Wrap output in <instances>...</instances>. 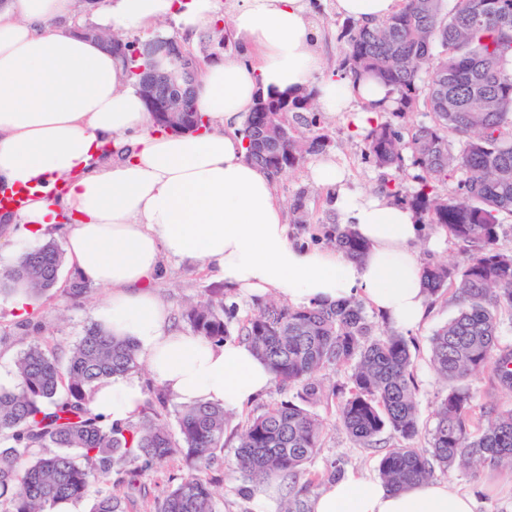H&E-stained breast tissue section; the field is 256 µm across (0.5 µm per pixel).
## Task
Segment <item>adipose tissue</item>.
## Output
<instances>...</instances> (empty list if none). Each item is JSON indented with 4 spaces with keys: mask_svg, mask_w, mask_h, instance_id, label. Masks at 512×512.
Instances as JSON below:
<instances>
[{
    "mask_svg": "<svg viewBox=\"0 0 512 512\" xmlns=\"http://www.w3.org/2000/svg\"><path fill=\"white\" fill-rule=\"evenodd\" d=\"M74 0H0V187L26 191L22 209L0 215L29 239L66 226L79 276L108 289L102 313L156 381L183 406L241 410L272 386L244 343H214L177 328L154 290L163 258L214 267L230 292L276 295L298 307L362 300L397 328L426 318L414 213L373 192L350 190L336 164L313 169L336 188L341 223L369 244L350 259L308 250L289 236L273 180L246 157L240 130L259 93L316 91L315 105L342 114L353 132L394 105L374 79L320 78V30L309 0H235L228 39L249 61L205 65L195 86L204 129L158 130L121 56L73 32ZM218 0H104L96 27L192 40L219 19ZM144 401L139 382L98 383L94 413L126 422ZM474 496L424 481L396 491L350 475L328 484L312 512H476Z\"/></svg>",
    "mask_w": 512,
    "mask_h": 512,
    "instance_id": "1",
    "label": "adipose tissue"
}]
</instances>
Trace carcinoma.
<instances>
[{"label":"carcinoma","instance_id":"obj_1","mask_svg":"<svg viewBox=\"0 0 512 512\" xmlns=\"http://www.w3.org/2000/svg\"><path fill=\"white\" fill-rule=\"evenodd\" d=\"M452 2L399 0L384 20H348L342 27L346 75L375 78L395 100L390 119L365 137V157L386 171L378 192L463 246L458 262L423 265L429 301L449 299L457 307L430 338L432 364L447 389L428 448L409 445L420 432L411 341L397 330H379L363 301L292 307L269 298L241 318L238 305L214 291L181 312L199 336L248 343L278 391L297 389L299 402L251 414L235 432V469L251 483L287 482L284 512H305L303 495L339 474L307 469L326 435V423L310 407L327 400L358 445H377L386 431L399 441L379 462L382 482L394 490L427 480L438 468L512 465V407L478 410L469 387L489 370L500 389L512 392V347L499 341L504 321L512 322V250L500 244L503 217H512V0ZM224 45V27L217 26L199 50L185 51L203 64ZM314 95L312 88L289 97L261 94L247 116L248 158L274 180L331 147L317 118L304 117ZM418 112L429 120H415ZM407 156L417 170L411 192L398 182ZM457 173L462 178L450 192L448 179ZM289 210L294 224L307 228L305 191ZM312 240L352 259L368 250L338 223ZM63 262L53 242L23 250L0 270V295H12L19 284L31 297L48 292ZM137 366L135 345L98 325L63 360L38 342L21 353L13 386L0 387V512H52L60 501L85 498L93 499L92 512H137L147 494L145 474L176 456L191 461L193 471L171 479L153 512H218L206 471L224 452V408L183 407L174 433L167 423L171 396L151 386L137 421L108 424L91 413L96 383ZM330 366L349 372L326 390L316 374Z\"/></svg>","mask_w":512,"mask_h":512}]
</instances>
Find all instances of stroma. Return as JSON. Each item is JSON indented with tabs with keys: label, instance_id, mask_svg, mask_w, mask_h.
<instances>
[{
	"label": "stroma",
	"instance_id": "35a3bbf8",
	"mask_svg": "<svg viewBox=\"0 0 512 512\" xmlns=\"http://www.w3.org/2000/svg\"><path fill=\"white\" fill-rule=\"evenodd\" d=\"M310 6L315 23L323 31L319 51L325 60L324 70L328 73L341 72L345 42L340 37L342 18L335 10L334 0H311ZM320 122L333 140L328 160L344 170L350 188L372 190L379 180L380 172L364 158V134L353 132L340 114H321ZM312 165V160H305L295 170L281 175L275 183L276 194L283 200L292 199L301 190L306 193L313 222L308 231L296 228L290 231L291 239L300 245L309 243L312 234L320 233L322 221L337 215L332 205L330 188L312 180ZM75 277L74 268L64 265L56 287L34 301L25 311L17 310L9 297L0 296V371L14 373L17 358L30 343L43 342L64 351L84 335L87 327L97 322L98 312L106 303V295L95 287L84 297L69 298L67 289ZM222 285V280L215 277L211 268L204 264L169 261L165 263L155 283V291L168 304L175 325L183 330L187 324L181 317L182 306L190 301L206 299L210 289ZM455 312L456 307L452 302H436L430 307L424 323L410 334L417 386V412L422 428L414 441L418 448L428 445L427 432L433 426L436 405L445 393L431 362L429 338ZM294 397V392L282 393L272 389L248 406L247 410L230 414L224 457L212 470L213 475L220 478L216 492L221 512H255L256 509L255 496H244L239 492L244 480L233 467V434L236 428L247 415L264 406ZM315 411L328 424L329 431L320 454L310 466L311 471L320 472L334 466L345 476L363 474L377 478L378 462L388 449L389 434H382L379 446L360 448L339 427L334 404H319ZM435 478L475 495L478 512H512V482L508 481L506 471L487 467L471 472L439 470Z\"/></svg>",
	"mask_w": 512,
	"mask_h": 512
}]
</instances>
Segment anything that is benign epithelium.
Listing matches in <instances>:
<instances>
[{
	"label": "benign epithelium",
	"instance_id": "1",
	"mask_svg": "<svg viewBox=\"0 0 512 512\" xmlns=\"http://www.w3.org/2000/svg\"><path fill=\"white\" fill-rule=\"evenodd\" d=\"M74 31L96 39L106 49L115 54H123L136 47L116 37L107 38L104 33L92 28L76 26ZM153 55L161 54L177 64L174 69H163L155 65L139 69V88L148 112L157 115L166 124H181L186 112L190 111L189 102L194 96L197 81L192 64L185 62L179 42L169 40L150 48Z\"/></svg>",
	"mask_w": 512,
	"mask_h": 512
}]
</instances>
